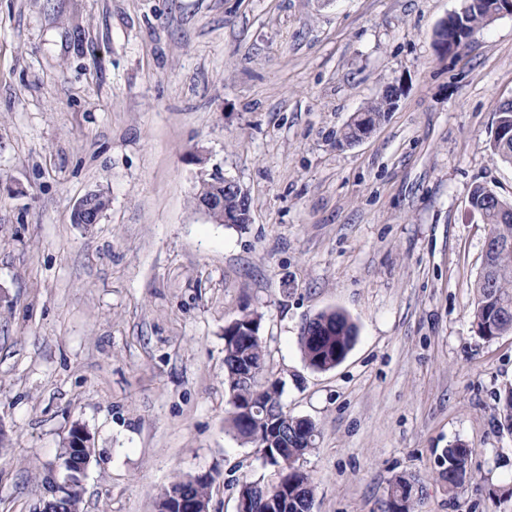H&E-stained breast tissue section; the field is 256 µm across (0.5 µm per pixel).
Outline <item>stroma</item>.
I'll list each match as a JSON object with an SVG mask.
<instances>
[{"label":"stroma","mask_w":512,"mask_h":512,"mask_svg":"<svg viewBox=\"0 0 512 512\" xmlns=\"http://www.w3.org/2000/svg\"><path fill=\"white\" fill-rule=\"evenodd\" d=\"M463 5L0 0V512H40L77 424L81 512H158L202 473L209 512H236L242 480L273 474L227 424L224 328L252 311L284 406L319 431L312 512H387L401 475L416 512H512V333L473 326L490 227L470 205L479 185L512 203L492 149L512 15L440 53ZM390 86L374 132L340 144ZM215 172L250 224L197 210ZM94 191L109 208L73 223ZM329 309L357 338L317 372L298 336ZM472 452V448H468L461 442L445 449L443 459L448 467L440 472V478L449 493L457 494L472 479L470 470ZM214 479L208 475H195L177 478L163 491L159 501V512L169 508L174 497L180 496L185 500L193 501L209 507Z\"/></svg>","instance_id":"obj_1"}]
</instances>
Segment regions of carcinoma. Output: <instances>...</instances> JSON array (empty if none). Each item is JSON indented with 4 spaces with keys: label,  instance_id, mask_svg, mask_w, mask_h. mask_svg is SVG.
Returning a JSON list of instances; mask_svg holds the SVG:
<instances>
[{
    "label": "carcinoma",
    "instance_id": "obj_1",
    "mask_svg": "<svg viewBox=\"0 0 512 512\" xmlns=\"http://www.w3.org/2000/svg\"><path fill=\"white\" fill-rule=\"evenodd\" d=\"M490 22L480 6L474 5L464 17V27L476 33ZM471 206L484 223L491 226L484 265L494 272L493 278L479 276L473 323L477 335L491 340L512 332V249L499 246L502 240L512 239V213L495 202L478 186L471 194ZM261 317L245 313L234 320V325L224 330V383L229 396L228 422L230 429L242 440L262 449V463L278 471L277 486L262 479L242 482L238 498L247 502L249 512H312L314 485L311 475L300 465V459L314 448L318 431L310 420H299L288 415L281 404L284 382L265 372V353L261 336H250L243 329L260 330ZM314 329L325 333L323 345H314L305 333L298 337L300 350L307 366L313 371H327L344 361L352 349L357 330L342 312L323 311L311 320ZM262 403L269 407V416L263 414L247 417L242 409L250 403ZM499 426L512 433V388L499 397ZM277 425L288 428V444L291 448L281 455L273 447L265 448L259 434ZM472 449L457 443L445 449L443 459L448 467L440 472V478L448 492L456 494L472 479L470 458ZM73 459L65 475L71 484L64 496L50 497L54 512H80V464ZM213 478L195 475L177 478L163 491L159 509L170 507L174 497L197 503H210ZM419 488L417 480L400 476L388 492V512H415Z\"/></svg>",
    "mask_w": 512,
    "mask_h": 512
}]
</instances>
